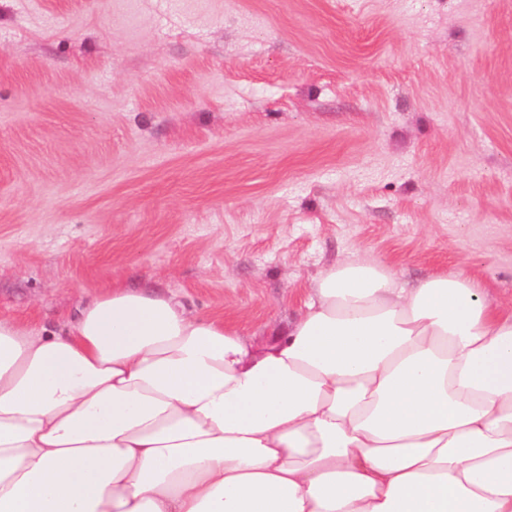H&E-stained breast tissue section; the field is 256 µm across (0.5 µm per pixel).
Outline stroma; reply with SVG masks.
Returning <instances> with one entry per match:
<instances>
[{
    "label": "stroma",
    "mask_w": 512,
    "mask_h": 512,
    "mask_svg": "<svg viewBox=\"0 0 512 512\" xmlns=\"http://www.w3.org/2000/svg\"><path fill=\"white\" fill-rule=\"evenodd\" d=\"M348 258L512 306V0H0L1 318L261 341Z\"/></svg>",
    "instance_id": "obj_1"
}]
</instances>
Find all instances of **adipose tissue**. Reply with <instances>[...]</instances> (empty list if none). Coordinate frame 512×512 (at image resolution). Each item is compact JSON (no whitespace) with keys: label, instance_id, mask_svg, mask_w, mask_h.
Masks as SVG:
<instances>
[{"label":"adipose tissue","instance_id":"1","mask_svg":"<svg viewBox=\"0 0 512 512\" xmlns=\"http://www.w3.org/2000/svg\"><path fill=\"white\" fill-rule=\"evenodd\" d=\"M269 334L158 288L0 319V512H512V307L347 260Z\"/></svg>","mask_w":512,"mask_h":512}]
</instances>
